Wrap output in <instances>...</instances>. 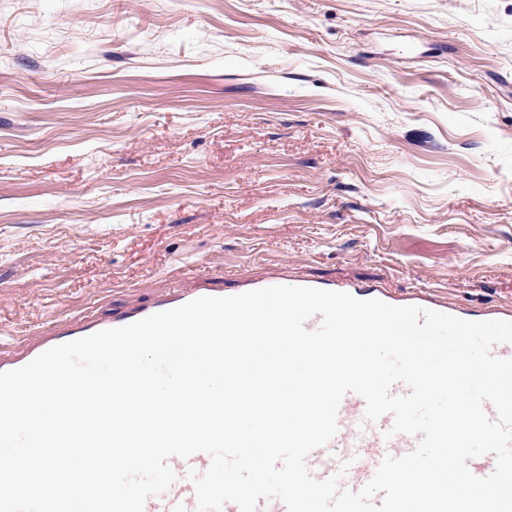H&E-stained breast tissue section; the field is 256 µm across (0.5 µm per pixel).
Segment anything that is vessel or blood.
<instances>
[{
  "instance_id": "1",
  "label": "vessel or blood",
  "mask_w": 512,
  "mask_h": 512,
  "mask_svg": "<svg viewBox=\"0 0 512 512\" xmlns=\"http://www.w3.org/2000/svg\"><path fill=\"white\" fill-rule=\"evenodd\" d=\"M286 280L300 287L313 284L312 279L296 274L289 265L279 264L263 277L240 275L230 288L181 286L170 289L159 295L153 303L137 306L108 324L89 315L53 318L46 322L44 330L34 334L24 344L7 350L0 349V372L20 368L54 346L105 330L109 326L121 327L203 296L237 295L278 286ZM324 287L329 291L349 293L359 299H378L396 306L415 305L465 320L512 321V304L471 308L453 301L446 293L434 288H417L398 293L382 284L363 287L347 280L328 281ZM365 411L366 403L361 396L349 393L343 397L338 409L336 434L326 445L314 449L306 458L307 467L314 478L325 480L334 477L338 480L339 489L358 491L374 477L386 457H401L417 447L418 436L392 433V415L386 414L378 420L369 421L365 418ZM210 463V456L202 452L186 459L170 458L169 465L176 479L165 492L149 497L143 512H197L191 475L195 472L204 473Z\"/></svg>"
}]
</instances>
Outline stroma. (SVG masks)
I'll return each mask as SVG.
<instances>
[{
  "mask_svg": "<svg viewBox=\"0 0 512 512\" xmlns=\"http://www.w3.org/2000/svg\"><path fill=\"white\" fill-rule=\"evenodd\" d=\"M282 261L512 303V0H0V340Z\"/></svg>",
  "mask_w": 512,
  "mask_h": 512,
  "instance_id": "35a3bbf8",
  "label": "stroma"
}]
</instances>
